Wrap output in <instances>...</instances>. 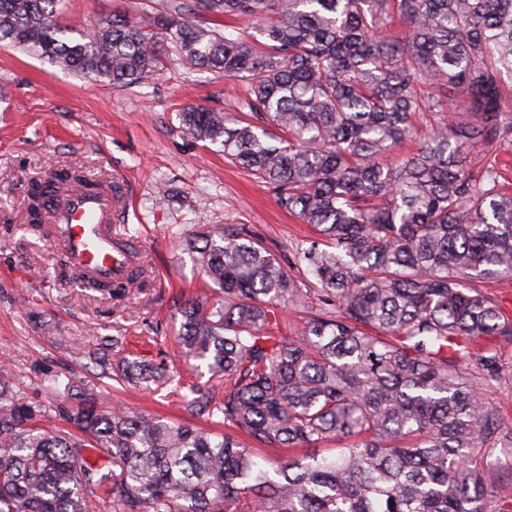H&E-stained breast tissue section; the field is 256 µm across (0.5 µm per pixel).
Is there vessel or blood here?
Masks as SVG:
<instances>
[{
    "label": "vessel or blood",
    "mask_w": 512,
    "mask_h": 512,
    "mask_svg": "<svg viewBox=\"0 0 512 512\" xmlns=\"http://www.w3.org/2000/svg\"><path fill=\"white\" fill-rule=\"evenodd\" d=\"M121 209L108 185L75 184L45 204L54 247L86 283L125 280L142 260L140 243L114 233Z\"/></svg>",
    "instance_id": "1"
}]
</instances>
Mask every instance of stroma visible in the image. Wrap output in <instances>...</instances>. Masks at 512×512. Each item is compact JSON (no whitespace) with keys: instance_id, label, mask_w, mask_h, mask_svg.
<instances>
[{"instance_id":"1","label":"stroma","mask_w":512,"mask_h":512,"mask_svg":"<svg viewBox=\"0 0 512 512\" xmlns=\"http://www.w3.org/2000/svg\"><path fill=\"white\" fill-rule=\"evenodd\" d=\"M155 2L66 0L62 22L78 33L115 12L137 17ZM165 54L155 79L115 88L0 42V369L13 371L27 399L48 406L62 400L47 384L61 373L94 386L103 404L203 426L206 418L189 416L178 396L119 386L98 377L83 357L100 337L119 336L125 353L167 362L186 382L195 381L178 353L173 314L206 285L179 248L184 233L204 224L256 231L302 290L283 313L289 327L323 304L314 280L294 264L308 226L281 209L271 187L225 158L219 146L180 129L179 114L188 104L242 114L245 84L193 69L173 49ZM61 167L126 190L132 202L126 222L143 245L150 288L112 301L58 278L54 249L29 228L28 189ZM211 427L224 430L218 423Z\"/></svg>"}]
</instances>
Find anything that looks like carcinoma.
Masks as SVG:
<instances>
[{"label":"carcinoma","mask_w":512,"mask_h":512,"mask_svg":"<svg viewBox=\"0 0 512 512\" xmlns=\"http://www.w3.org/2000/svg\"><path fill=\"white\" fill-rule=\"evenodd\" d=\"M63 6L0 0V42L124 87L153 79L168 41L191 65L246 82L260 124L188 105L180 128L221 145L310 226L296 260L326 308L275 333L299 295L280 260L244 224L193 231L183 246L212 288L178 307V336L208 381L129 358L114 336L83 357L227 432L104 406L69 377L51 385L83 406L51 409L1 373L0 512H512L511 496L486 504L502 458L512 465V425L482 393L501 354L474 344H512V315L472 286L512 287V193L466 151L479 137L512 145L501 120L512 0H165L76 36ZM224 17L247 28L230 38L209 25ZM395 17L401 38L387 34ZM448 84L462 95L448 124L382 163L413 138L416 113L448 108L424 96ZM83 180L62 168L32 184L30 224L48 234L45 198ZM149 286L139 267L96 291ZM53 412L77 432L51 426ZM241 433L288 456L267 460ZM325 442L336 447L316 452Z\"/></svg>","instance_id":"cac0c4a2"}]
</instances>
